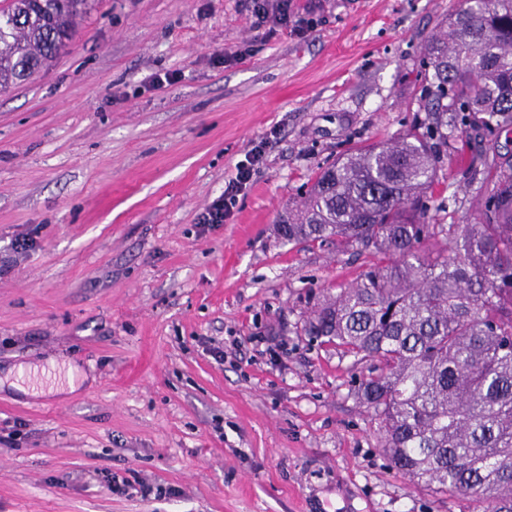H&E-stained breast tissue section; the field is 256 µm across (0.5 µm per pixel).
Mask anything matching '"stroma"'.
I'll use <instances>...</instances> for the list:
<instances>
[{
	"label": "stroma",
	"instance_id": "stroma-1",
	"mask_svg": "<svg viewBox=\"0 0 512 512\" xmlns=\"http://www.w3.org/2000/svg\"><path fill=\"white\" fill-rule=\"evenodd\" d=\"M312 4L298 38L252 30L247 0H88L0 92V377L33 390L0 386V512H464L391 469L359 368L301 331L362 257L278 233L322 167L426 121L424 42L460 0ZM265 136L232 217L201 228ZM469 141L440 152L438 223L485 201L470 154L512 155V133ZM129 471L164 495L107 488Z\"/></svg>",
	"mask_w": 512,
	"mask_h": 512
}]
</instances>
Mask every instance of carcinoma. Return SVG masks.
I'll list each match as a JSON object with an SVG mask.
<instances>
[{
    "instance_id": "carcinoma-1",
    "label": "carcinoma",
    "mask_w": 512,
    "mask_h": 512,
    "mask_svg": "<svg viewBox=\"0 0 512 512\" xmlns=\"http://www.w3.org/2000/svg\"><path fill=\"white\" fill-rule=\"evenodd\" d=\"M84 2L0 3V90L52 61ZM424 66L427 95L451 106L317 172L280 232L367 258L316 299L302 332L361 366L354 394L392 468L512 512V159L476 158L490 186L475 223L438 224L430 204L452 130L512 129V0H461L427 37Z\"/></svg>"
}]
</instances>
